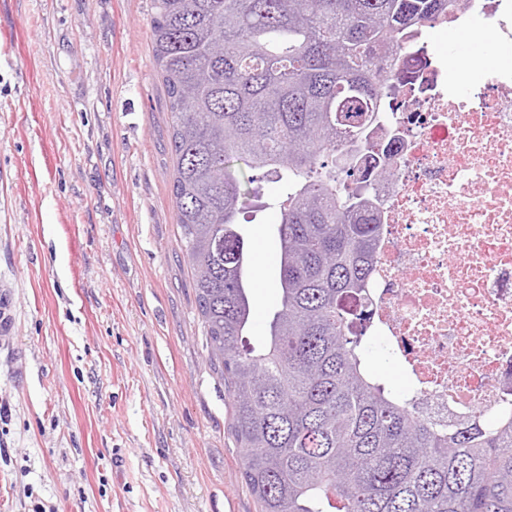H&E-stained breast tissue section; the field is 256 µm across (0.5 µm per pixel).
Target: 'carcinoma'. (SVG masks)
Wrapping results in <instances>:
<instances>
[{
    "label": "carcinoma",
    "instance_id": "cac0c4a2",
    "mask_svg": "<svg viewBox=\"0 0 512 512\" xmlns=\"http://www.w3.org/2000/svg\"><path fill=\"white\" fill-rule=\"evenodd\" d=\"M460 2L152 0L180 247L260 512H512V419L426 422L371 368L354 307L368 300L379 206L340 184L392 171L337 165L404 82L409 42ZM270 174L283 185L281 302L257 348L238 224Z\"/></svg>",
    "mask_w": 512,
    "mask_h": 512
}]
</instances>
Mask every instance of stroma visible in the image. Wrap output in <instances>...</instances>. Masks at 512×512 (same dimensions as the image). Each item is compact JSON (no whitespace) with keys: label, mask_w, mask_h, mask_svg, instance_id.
<instances>
[{"label":"stroma","mask_w":512,"mask_h":512,"mask_svg":"<svg viewBox=\"0 0 512 512\" xmlns=\"http://www.w3.org/2000/svg\"><path fill=\"white\" fill-rule=\"evenodd\" d=\"M151 0H0V512H259L179 247ZM278 183L243 228L258 344Z\"/></svg>","instance_id":"stroma-1"}]
</instances>
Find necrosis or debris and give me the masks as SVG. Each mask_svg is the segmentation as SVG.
I'll return each mask as SVG.
<instances>
[{"instance_id": "necrosis-or-debris-1", "label": "necrosis or debris", "mask_w": 512, "mask_h": 512, "mask_svg": "<svg viewBox=\"0 0 512 512\" xmlns=\"http://www.w3.org/2000/svg\"><path fill=\"white\" fill-rule=\"evenodd\" d=\"M466 22L512 42V0H463L432 27ZM428 45L365 148L393 172L376 185L367 331L416 415L492 423L512 416V65L452 78Z\"/></svg>"}]
</instances>
